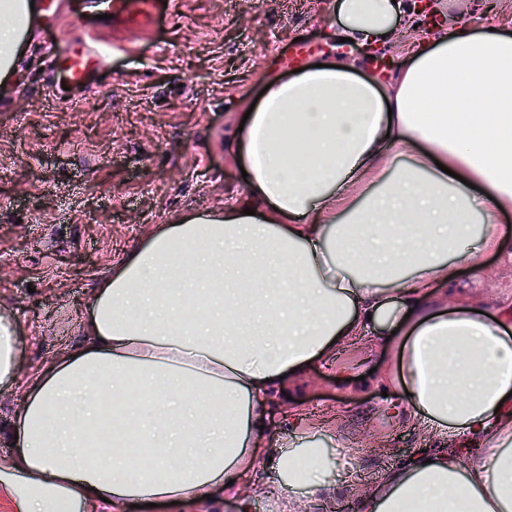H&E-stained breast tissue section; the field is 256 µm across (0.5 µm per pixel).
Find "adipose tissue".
<instances>
[{"instance_id":"obj_1","label":"adipose tissue","mask_w":512,"mask_h":512,"mask_svg":"<svg viewBox=\"0 0 512 512\" xmlns=\"http://www.w3.org/2000/svg\"><path fill=\"white\" fill-rule=\"evenodd\" d=\"M30 4L0 0L1 82L32 38ZM416 10L336 0L339 36L411 35L405 65L382 81L323 55L270 79L231 140L244 197L158 225L113 267L84 346L28 385L0 512H120L218 491L249 512L277 496L256 472L265 457L306 488L285 512H310L338 492L315 424L289 410L295 446L263 443L268 402L366 339L388 354L369 382L407 392L402 413L432 447L371 487L347 485L355 512H512V313L448 297L461 268L512 262L497 223L512 211V25L476 15L412 32ZM129 435L150 465L122 462Z\"/></svg>"}]
</instances>
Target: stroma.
<instances>
[{
	"mask_svg": "<svg viewBox=\"0 0 512 512\" xmlns=\"http://www.w3.org/2000/svg\"><path fill=\"white\" fill-rule=\"evenodd\" d=\"M336 0H181L175 15L147 31L97 29L105 47L102 87L79 104L55 99L47 85V44L66 47L82 28L36 25L16 77L0 83V312L16 323L18 377L0 384V458L16 453L8 429L29 380L50 360L81 344L94 290L158 224L206 213L245 193L239 164L227 153L266 76L294 75L290 56L332 53L359 74L375 57L404 62L395 48L368 56L336 39ZM484 271L460 274L455 291L494 308L512 298V264L485 256ZM385 353L358 346L338 368L311 363L301 408L329 409L344 421L318 436L328 472L370 485L424 445L396 417L401 392L361 385ZM387 438L381 454L371 438Z\"/></svg>",
	"mask_w": 512,
	"mask_h": 512,
	"instance_id": "1",
	"label": "stroma"
}]
</instances>
